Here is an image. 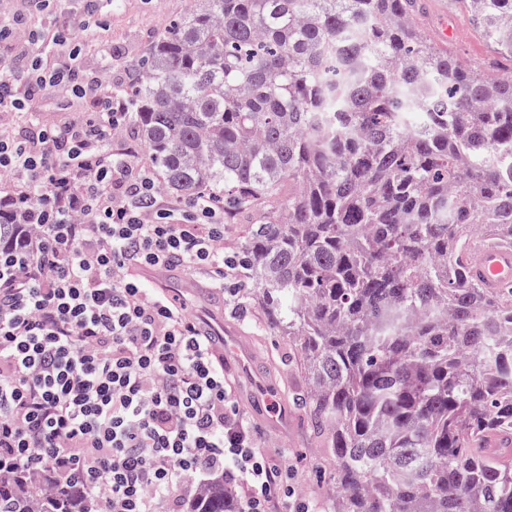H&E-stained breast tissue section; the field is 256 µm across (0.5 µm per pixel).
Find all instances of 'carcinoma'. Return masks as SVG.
<instances>
[{"instance_id":"cac0c4a2","label":"carcinoma","mask_w":512,"mask_h":512,"mask_svg":"<svg viewBox=\"0 0 512 512\" xmlns=\"http://www.w3.org/2000/svg\"><path fill=\"white\" fill-rule=\"evenodd\" d=\"M512 59V0H456ZM419 0H198L139 64L135 132L162 193L262 201L242 297L292 342L294 404L332 460L323 512H512V73L421 33ZM293 184L280 199L285 182ZM19 226L0 220V246ZM0 475V512H84ZM216 476L186 512H233ZM470 274L490 288L512 287V244L487 245L470 258Z\"/></svg>"}]
</instances>
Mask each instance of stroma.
<instances>
[{
    "instance_id": "1",
    "label": "stroma",
    "mask_w": 512,
    "mask_h": 512,
    "mask_svg": "<svg viewBox=\"0 0 512 512\" xmlns=\"http://www.w3.org/2000/svg\"><path fill=\"white\" fill-rule=\"evenodd\" d=\"M429 4V14L420 21L427 38L447 33V46L469 64L496 74L512 69V61L491 53L488 42L454 0H429ZM194 7L195 0H40L36 6L30 0H0V12L23 18L26 36H33L50 24L68 29L71 43L84 48L85 66L103 69L105 90L127 95L138 78L137 63L155 37L170 21ZM88 15L93 17L94 26L78 28V20ZM194 276L203 283V291L187 292L174 279L170 294L199 316L215 308L222 310L225 325L252 348L266 389L258 391L247 378L239 388L246 410L260 430L261 444L270 455L290 465L293 480L303 494L322 501L324 479L318 469L326 464L325 451L306 435L302 412L289 405L290 390L304 381L300 369L288 361L290 343L273 335L257 310L235 311V298L209 287L205 271H195ZM277 406L287 408L286 424L274 423L273 409Z\"/></svg>"
}]
</instances>
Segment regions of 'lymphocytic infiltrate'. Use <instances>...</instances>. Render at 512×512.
Segmentation results:
<instances>
[{
  "label": "lymphocytic infiltrate",
  "instance_id": "f902f5d3",
  "mask_svg": "<svg viewBox=\"0 0 512 512\" xmlns=\"http://www.w3.org/2000/svg\"><path fill=\"white\" fill-rule=\"evenodd\" d=\"M0 21V112L24 113L43 86L82 121L0 137V196L25 227L0 248V473L35 468L53 486L79 483L87 512H184L209 477L240 491L238 512H318L286 463L268 456L203 321L135 278L139 267L202 268L236 277L224 249V205L209 194L162 200L153 170L112 150L132 121L126 96L59 30L28 54Z\"/></svg>",
  "mask_w": 512,
  "mask_h": 512
}]
</instances>
